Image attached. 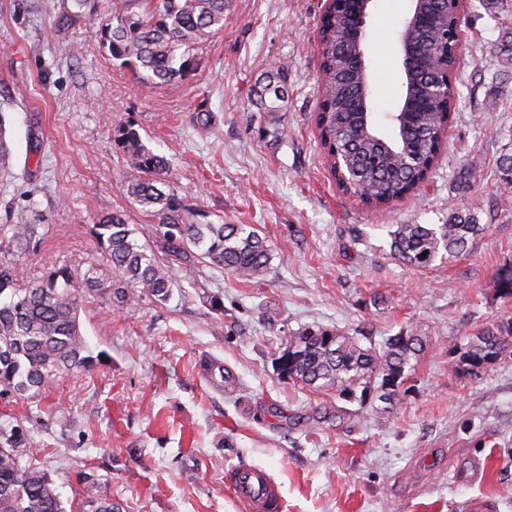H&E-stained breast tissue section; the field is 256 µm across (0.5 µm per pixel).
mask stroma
I'll use <instances>...</instances> for the list:
<instances>
[{
	"mask_svg": "<svg viewBox=\"0 0 512 512\" xmlns=\"http://www.w3.org/2000/svg\"><path fill=\"white\" fill-rule=\"evenodd\" d=\"M89 0H0V111L11 138L0 224L32 206L45 239L15 253L23 282L97 250L93 226L121 213L139 241L157 220L124 186L134 172L114 138L132 127L176 172L175 192L219 224L265 238L262 281L201 263L170 267L167 300L86 303L96 357L41 392L0 394V445L30 450L66 512H94L107 484L118 512H245L224 472L267 468L283 512H463L492 496L512 512V352L474 373L465 337L512 318L497 288L512 265V0H471L462 26L456 105L445 150L418 194L376 211L343 194L314 122L320 0H230L224 29L190 80L137 79L75 21ZM410 0H374L366 61L377 129L403 95L398 34ZM77 43L69 56L62 45ZM288 92L262 112L253 93L270 66ZM466 207L487 232L464 255L420 268L390 250L400 224H443ZM322 328L363 346L414 329L394 407L346 401L280 375L292 336ZM223 365L226 389L199 372Z\"/></svg>",
	"mask_w": 512,
	"mask_h": 512,
	"instance_id": "1",
	"label": "stroma"
}]
</instances>
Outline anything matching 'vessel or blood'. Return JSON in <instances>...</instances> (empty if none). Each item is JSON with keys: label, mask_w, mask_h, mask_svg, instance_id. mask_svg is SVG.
Masks as SVG:
<instances>
[{"label": "vessel or blood", "mask_w": 512, "mask_h": 512, "mask_svg": "<svg viewBox=\"0 0 512 512\" xmlns=\"http://www.w3.org/2000/svg\"><path fill=\"white\" fill-rule=\"evenodd\" d=\"M226 480L247 512H282L280 486L261 466L240 463L230 467Z\"/></svg>", "instance_id": "b4317fda"}]
</instances>
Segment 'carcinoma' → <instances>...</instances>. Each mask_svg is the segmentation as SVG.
<instances>
[{
	"mask_svg": "<svg viewBox=\"0 0 512 512\" xmlns=\"http://www.w3.org/2000/svg\"><path fill=\"white\" fill-rule=\"evenodd\" d=\"M230 0H105L112 15L101 22L97 11L78 16L96 26L101 46L115 60L132 66L139 77L156 85L191 78L198 68L202 44L224 30ZM451 18L443 5L428 3L423 24L411 35L423 48L421 66L440 52ZM324 45L349 52L342 22L331 14L319 24ZM321 81L317 88L315 124L326 153L331 176L341 164L339 189L359 194L375 209H386L416 194L418 183L432 174L444 146L439 132L448 123L441 104L425 105L413 113L404 129L405 141L420 156V165L404 170L390 163L369 169L363 158L380 147L359 137L356 113L347 111L348 87L339 77L336 55L320 54ZM257 92L261 110L276 111L285 99L277 75ZM118 144L126 162L139 173L126 185L134 203L159 219L163 259L135 238V230L119 214H109L94 225V235L112 277L101 273L95 260L77 268L53 269L41 279L20 284L14 265L0 259V387L26 394L55 379L93 366L95 357L82 335L79 314L89 300L131 305L140 300H165L172 280L168 265L195 261L222 268L245 280L262 277L270 261L266 241L242 224H199L184 201L170 187L169 161L148 149L131 127L119 129ZM10 147L5 119L0 113V172L7 170ZM488 229L469 209L457 208L444 224H399L391 232L390 247L403 262L427 267L437 258H456ZM47 226L32 224L24 213L13 224L0 225V253L5 256L30 248L44 238ZM512 347V320L486 328L456 348L458 362L467 372L493 364ZM287 378L316 392H371V398L393 405L407 379L406 367L421 351L413 332L388 337L382 349L365 348L359 339L340 333L305 331L288 341ZM20 448L0 447V512H66L56 487L39 469L22 463Z\"/></svg>",
	"mask_w": 512,
	"mask_h": 512,
	"instance_id": "carcinoma-1",
	"label": "carcinoma"
}]
</instances>
